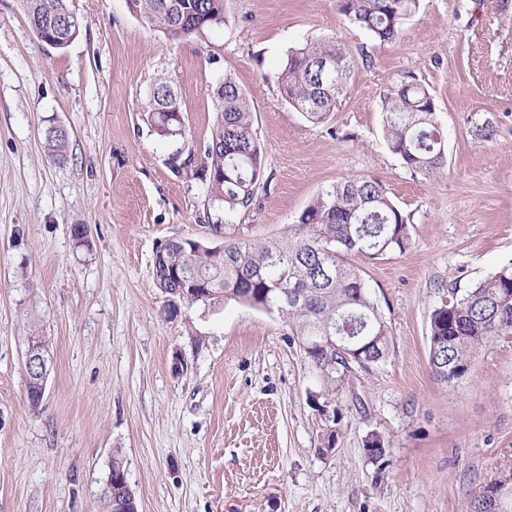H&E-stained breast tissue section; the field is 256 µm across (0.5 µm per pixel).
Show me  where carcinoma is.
I'll return each mask as SVG.
<instances>
[{
    "instance_id": "cac0c4a2",
    "label": "carcinoma",
    "mask_w": 512,
    "mask_h": 512,
    "mask_svg": "<svg viewBox=\"0 0 512 512\" xmlns=\"http://www.w3.org/2000/svg\"><path fill=\"white\" fill-rule=\"evenodd\" d=\"M227 0H132V14L175 37L206 38L214 27L234 30ZM345 20L363 29L379 46L394 42L420 0H336ZM38 38L73 41L62 26L72 16L68 0H23ZM355 62L335 40L311 39L288 50L275 74L290 107L314 124L326 121L349 90ZM215 117L203 148L198 177L206 184L203 221L233 225L250 210L257 190L267 185L251 100L232 73L212 89ZM383 132L404 165L428 177L443 173L447 156L430 92L415 81L392 87L383 96ZM145 116L162 139L183 137L180 102L173 86L156 80L145 102ZM49 157L68 161L70 131L47 127ZM410 217L389 197L383 184L368 177L343 178L321 190L288 228L283 240L224 241L218 259L199 254L189 239H179L154 260L157 288L176 290L173 274L205 284L227 301L258 307L268 303L288 322L290 336L303 347L310 368L332 390L339 369L352 363L367 369L385 363L392 351L390 327L370 295L361 269L349 258H383L412 246ZM429 364L450 388L467 379L480 353L512 339V263L464 293L448 296L429 315ZM469 512H512V464L498 469L476 488Z\"/></svg>"
}]
</instances>
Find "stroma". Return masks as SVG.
<instances>
[{
  "label": "stroma",
  "instance_id": "35a3bbf8",
  "mask_svg": "<svg viewBox=\"0 0 512 512\" xmlns=\"http://www.w3.org/2000/svg\"><path fill=\"white\" fill-rule=\"evenodd\" d=\"M69 6L78 35L57 50L21 0H0V512H101L116 455L138 512H469L472 491L512 463V343L487 348L451 389L429 366L428 316L443 289L512 263V0H420L381 47L336 0H228L233 33L203 41L168 36L126 0ZM318 38L357 66L315 125L273 75ZM228 72L250 96L269 179L234 237H284L347 177L379 179L412 218L411 249L354 260L394 353L347 374L327 453L311 400L323 383L281 315L175 307L154 284L160 242L224 240L198 220L195 166L172 168L176 145L151 132L142 105L154 80L170 81L181 144L202 152ZM412 79L445 138L448 169L434 180L383 139V96ZM56 122L71 132L63 166L43 139ZM37 328L53 365L34 408L23 360ZM372 432L386 440L378 466L363 450Z\"/></svg>",
  "mask_w": 512,
  "mask_h": 512
}]
</instances>
